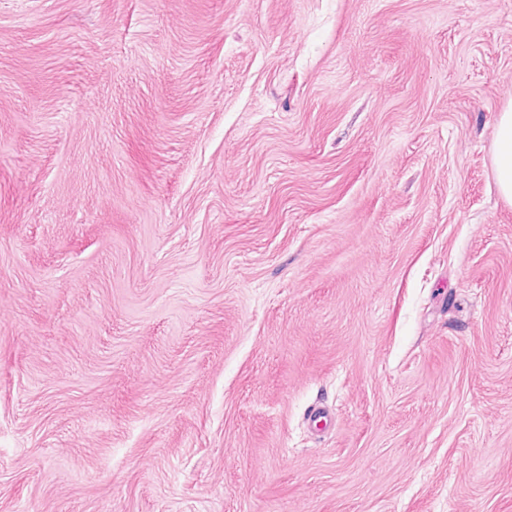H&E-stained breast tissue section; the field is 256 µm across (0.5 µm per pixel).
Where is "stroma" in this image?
<instances>
[{
  "label": "stroma",
  "mask_w": 512,
  "mask_h": 512,
  "mask_svg": "<svg viewBox=\"0 0 512 512\" xmlns=\"http://www.w3.org/2000/svg\"><path fill=\"white\" fill-rule=\"evenodd\" d=\"M510 104L512 0H0V512H512ZM493 165L499 193L512 204V105L500 112L494 144Z\"/></svg>",
  "instance_id": "1"
}]
</instances>
